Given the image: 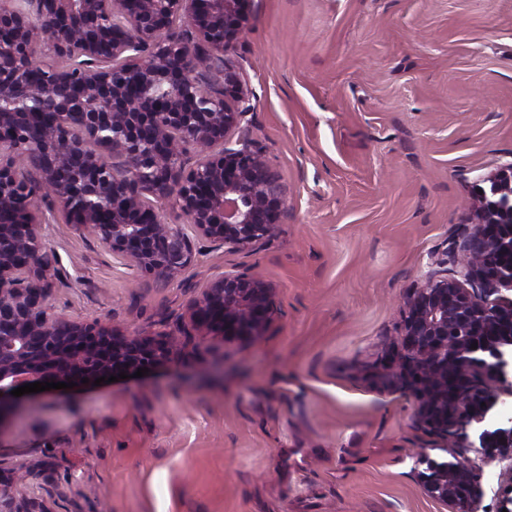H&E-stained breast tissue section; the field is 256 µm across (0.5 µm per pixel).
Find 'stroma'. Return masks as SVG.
Instances as JSON below:
<instances>
[{"instance_id": "35a3bbf8", "label": "stroma", "mask_w": 512, "mask_h": 512, "mask_svg": "<svg viewBox=\"0 0 512 512\" xmlns=\"http://www.w3.org/2000/svg\"><path fill=\"white\" fill-rule=\"evenodd\" d=\"M228 61L287 204L273 235L140 273L45 210L50 302L130 334H181L205 278L277 290L251 345L193 340L140 378L31 396L0 471L49 512H449L421 455L453 447L387 383L409 290L512 163V0H249Z\"/></svg>"}]
</instances>
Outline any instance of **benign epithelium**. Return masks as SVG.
Instances as JSON below:
<instances>
[{"instance_id":"7a95c632","label":"benign epithelium","mask_w":512,"mask_h":512,"mask_svg":"<svg viewBox=\"0 0 512 512\" xmlns=\"http://www.w3.org/2000/svg\"><path fill=\"white\" fill-rule=\"evenodd\" d=\"M245 0H0V428L34 382L92 384L177 355L165 332L130 335L49 304L58 271L41 201L139 271L172 278L195 258L165 222L174 202L194 234L243 250L269 238L284 197L245 116L250 94L228 63ZM182 21L186 29L172 27ZM238 130L235 140L229 133ZM455 243L462 278L430 273L406 296L402 352L387 363L415 396V420L459 448L420 457L425 492L473 512L481 469L512 460V164L485 178ZM276 289L247 273L209 279L187 308L192 336L252 344ZM477 348H471V345ZM512 512V469L496 512ZM0 512H48L0 473Z\"/></svg>"}]
</instances>
